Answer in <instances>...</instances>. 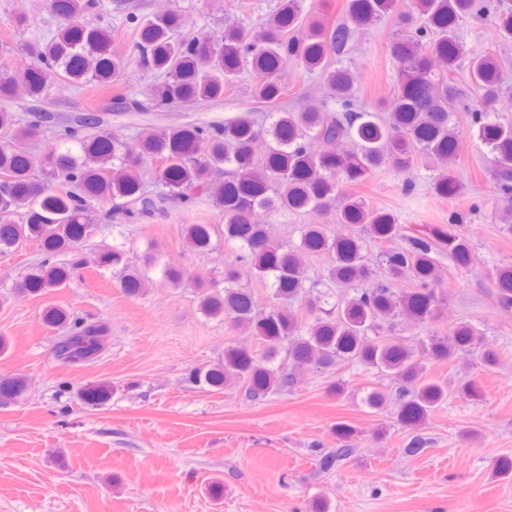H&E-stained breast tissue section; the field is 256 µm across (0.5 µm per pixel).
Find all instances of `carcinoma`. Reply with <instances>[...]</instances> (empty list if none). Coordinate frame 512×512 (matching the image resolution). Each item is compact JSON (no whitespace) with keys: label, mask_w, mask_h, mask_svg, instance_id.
Returning <instances> with one entry per match:
<instances>
[{"label":"carcinoma","mask_w":512,"mask_h":512,"mask_svg":"<svg viewBox=\"0 0 512 512\" xmlns=\"http://www.w3.org/2000/svg\"><path fill=\"white\" fill-rule=\"evenodd\" d=\"M95 0H52L63 19L56 35L24 51L33 66L22 71L0 72V97L11 96L19 86L33 98L42 96L52 79L71 83L109 85L121 71L123 59L112 54V29L86 28L81 18ZM396 9V0H347V19L340 23L308 20L299 0H280L276 15L267 21L224 30L220 41L206 37L177 39L174 33L188 21L179 14L154 16L135 22L132 56L146 72H160L165 80L147 89L146 100L130 98L123 108L140 111L164 108L187 100H218L235 82L241 70L255 75L254 98L275 107L268 126H257L251 113L206 126L187 125L149 132L141 138L140 151L127 153L122 141L93 132L102 122L96 113L77 118L64 137L76 141L80 151L48 148L42 162L50 167L54 188L35 178L37 159L18 145V139L36 140L46 122L41 112L19 133H13L14 113L0 110V131L12 140L0 145V217L15 219L0 224V255L10 254L35 241L43 259L24 275L19 291L41 296L64 288L77 265L55 263L54 257L83 241L94 224L91 202L112 201V211L126 217L147 215L157 208L145 195L143 174L147 163L158 161V181L170 195L186 205L205 200L224 214V239L239 244L240 258L255 276L270 283L272 304L255 306L251 293L239 287L237 268L224 266V289L198 288L199 309L211 318H222L235 329L248 332L262 345L257 352L229 345L224 361L198 369L192 380L214 390L237 385L254 401L288 389L292 366L326 369L338 362H355L393 377L399 406L394 423L402 429L424 424L452 397L474 400L483 392L470 374L474 362L490 369L499 353L483 345L475 326L460 323L449 333L429 337L422 357L391 336L393 321L405 318L418 326L439 320L440 300L434 283L438 257L446 254L458 268L472 263L469 234L438 232L433 239L406 237L397 218L369 208L361 197L346 190L362 184L371 173L391 166L411 167L422 156L442 162L443 170L432 182L434 193L453 197L461 190L452 172L463 138H473L489 149L495 188L512 201V122L493 120L487 108L504 93L501 62L493 52L466 57L457 35L463 19L493 13L497 36L512 42V0H410L400 15L403 25L419 24L408 35L400 34L389 52L397 65L399 90L380 108L359 103L355 76L348 67H334L347 54L356 32ZM446 66L435 72L429 56ZM296 61L310 73H319L338 108L311 105L300 111L278 107L284 87L278 73ZM467 64L472 96L464 97L451 80ZM464 110L470 123L461 129L451 123L453 113ZM263 139L265 153L255 154L253 143ZM336 142V150L319 153L318 141ZM228 174L222 183L218 172ZM270 213H305L326 217L343 233L333 234L329 224L313 222L301 227L299 244L274 241L265 224L251 220L257 210ZM183 232L200 251L211 247L213 224H187ZM384 245L380 251L382 272L370 268L367 242ZM326 254L330 258L327 279L349 292L333 298L329 290L307 291L305 258ZM99 266L124 271L119 286L129 297L147 286L144 275L129 266L119 248L103 252ZM409 279L411 289L395 287ZM498 303L512 306V264L494 269L490 276ZM335 302H330V299ZM299 302L312 319L306 321L291 309ZM45 323L62 331L57 344L61 357L73 363L96 360L106 348L105 330L70 317L61 307L44 311ZM455 363L450 376H433L431 364ZM20 377L0 379V404L18 399L24 391ZM102 383L82 388L83 403L99 406L111 396ZM389 393L374 388L364 398L372 410L383 408ZM336 448L319 458V470L329 472L357 448L356 429L338 422L331 427Z\"/></svg>","instance_id":"obj_1"}]
</instances>
